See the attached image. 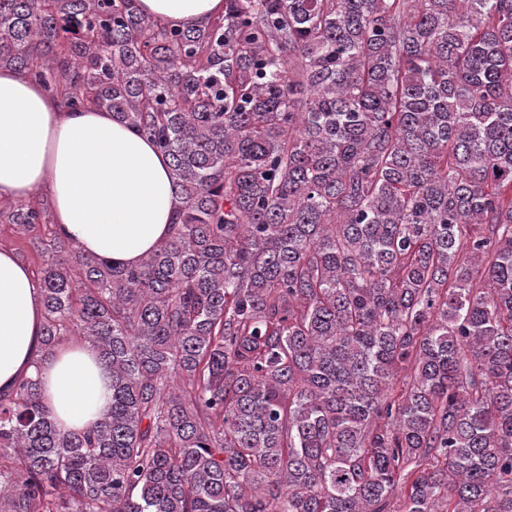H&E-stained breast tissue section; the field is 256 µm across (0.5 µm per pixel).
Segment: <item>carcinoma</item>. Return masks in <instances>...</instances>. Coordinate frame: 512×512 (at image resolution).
Listing matches in <instances>:
<instances>
[{"label":"carcinoma","instance_id":"obj_1","mask_svg":"<svg viewBox=\"0 0 512 512\" xmlns=\"http://www.w3.org/2000/svg\"><path fill=\"white\" fill-rule=\"evenodd\" d=\"M0 67L180 200L131 267L0 205L112 375L79 432L0 394V512H512V0H0ZM143 11L167 23L203 28L224 14V0H141Z\"/></svg>","mask_w":512,"mask_h":512}]
</instances>
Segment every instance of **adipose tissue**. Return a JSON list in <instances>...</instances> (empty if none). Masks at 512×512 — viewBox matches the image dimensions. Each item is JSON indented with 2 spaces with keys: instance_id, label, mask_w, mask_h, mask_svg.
I'll return each mask as SVG.
<instances>
[{
  "instance_id": "adipose-tissue-1",
  "label": "adipose tissue",
  "mask_w": 512,
  "mask_h": 512,
  "mask_svg": "<svg viewBox=\"0 0 512 512\" xmlns=\"http://www.w3.org/2000/svg\"><path fill=\"white\" fill-rule=\"evenodd\" d=\"M167 23L202 28L224 0H140ZM47 198L57 234L84 251L134 266L171 233L178 207L166 156L112 113L74 111L28 72L0 69V198ZM39 283L0 249V391L39 380L61 429L81 431L112 404V377L88 344L41 352Z\"/></svg>"
}]
</instances>
